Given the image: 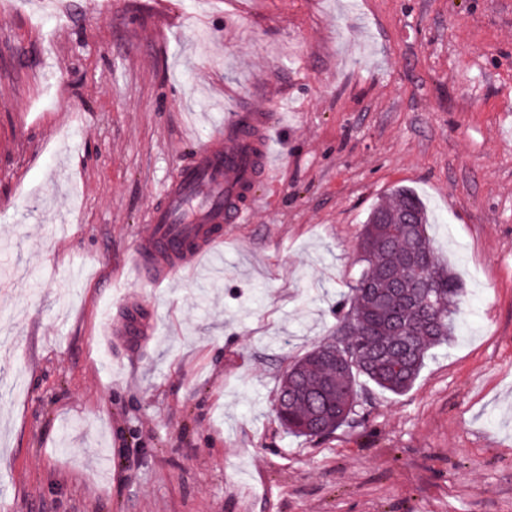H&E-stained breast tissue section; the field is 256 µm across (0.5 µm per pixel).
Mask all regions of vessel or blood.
<instances>
[{
  "label": "vessel or blood",
  "mask_w": 512,
  "mask_h": 512,
  "mask_svg": "<svg viewBox=\"0 0 512 512\" xmlns=\"http://www.w3.org/2000/svg\"><path fill=\"white\" fill-rule=\"evenodd\" d=\"M272 122L261 114L226 113L223 127L199 145L167 183L150 219L148 234L125 255L141 288H159L199 263L224 239V227L239 224L251 209L253 188L281 163L272 149ZM113 333L138 338L145 324L124 302Z\"/></svg>",
  "instance_id": "b4317fda"
}]
</instances>
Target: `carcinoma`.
<instances>
[{
  "mask_svg": "<svg viewBox=\"0 0 512 512\" xmlns=\"http://www.w3.org/2000/svg\"><path fill=\"white\" fill-rule=\"evenodd\" d=\"M419 196L397 188L368 214L361 270L336 310V339L317 345L285 371L277 418L304 437L332 433L355 414L365 379L394 395L408 392L429 350L457 330L464 288L436 256Z\"/></svg>",
  "mask_w": 512,
  "mask_h": 512,
  "instance_id": "cac0c4a2",
  "label": "carcinoma"
}]
</instances>
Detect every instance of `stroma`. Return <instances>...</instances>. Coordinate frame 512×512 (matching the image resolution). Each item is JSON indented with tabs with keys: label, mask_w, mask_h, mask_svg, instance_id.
<instances>
[{
	"label": "stroma",
	"mask_w": 512,
	"mask_h": 512,
	"mask_svg": "<svg viewBox=\"0 0 512 512\" xmlns=\"http://www.w3.org/2000/svg\"><path fill=\"white\" fill-rule=\"evenodd\" d=\"M239 102L283 160L222 273L136 287L126 251ZM511 128L512 0H0V512H512ZM399 187L457 332L406 394L289 434L283 374ZM122 314L119 316L118 323L114 325L112 333L116 336H127L138 339L145 335V324L137 315V305L128 299H123Z\"/></svg>",
	"instance_id": "obj_1"
}]
</instances>
